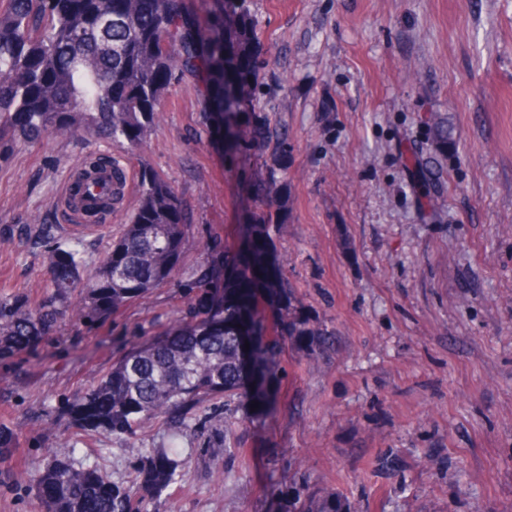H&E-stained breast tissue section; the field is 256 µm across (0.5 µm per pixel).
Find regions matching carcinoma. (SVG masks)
<instances>
[{
	"label": "carcinoma",
	"instance_id": "carcinoma-1",
	"mask_svg": "<svg viewBox=\"0 0 512 512\" xmlns=\"http://www.w3.org/2000/svg\"><path fill=\"white\" fill-rule=\"evenodd\" d=\"M204 15L192 22L188 0H0V154L19 138L42 142L75 134L112 141L135 152L157 129L160 104L175 74L204 70L216 113V133L231 159L286 145L276 129L251 120L255 40L248 0H196ZM105 164L89 157L74 170L78 188ZM124 173L112 165L85 223L102 224L123 200ZM259 236L247 252L224 263V290L189 304L191 319L140 343L69 399L65 413L82 430L131 434L143 423L205 399L237 396L274 371V348L261 340L252 309L255 289L278 287L268 273L262 239L284 223L275 175L257 182ZM193 214L163 177L142 182L139 204L91 268L70 246L48 259L51 295L0 298V352L22 351L51 333L63 311L102 321L128 302L169 282L185 263L183 235ZM179 461L162 452L135 467V484L161 493ZM37 490L45 512H144L131 488L113 485L93 465L77 468L51 456Z\"/></svg>",
	"mask_w": 512,
	"mask_h": 512
}]
</instances>
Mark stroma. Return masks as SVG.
<instances>
[{"mask_svg": "<svg viewBox=\"0 0 512 512\" xmlns=\"http://www.w3.org/2000/svg\"><path fill=\"white\" fill-rule=\"evenodd\" d=\"M249 12L266 91L256 118L286 151L227 162L198 73L172 79L136 152L76 135L0 160V298L41 302L48 258L70 237L98 264L144 173L194 212L172 281L102 323L64 315L33 348L0 355V431L16 441L0 512H43L47 454L127 488L133 462L174 440L175 481L144 493L147 512H306L327 493L338 512H512V0H250ZM445 119L457 134L444 145L433 126ZM92 154L124 168L130 189L79 234L61 194ZM270 173L285 221L267 239L281 285L255 301L277 347L265 410L208 399L134 434L80 430L67 398L209 295L208 268L252 231L246 186ZM228 420L230 438L213 436Z\"/></svg>", "mask_w": 512, "mask_h": 512, "instance_id": "35a3bbf8", "label": "stroma"}]
</instances>
